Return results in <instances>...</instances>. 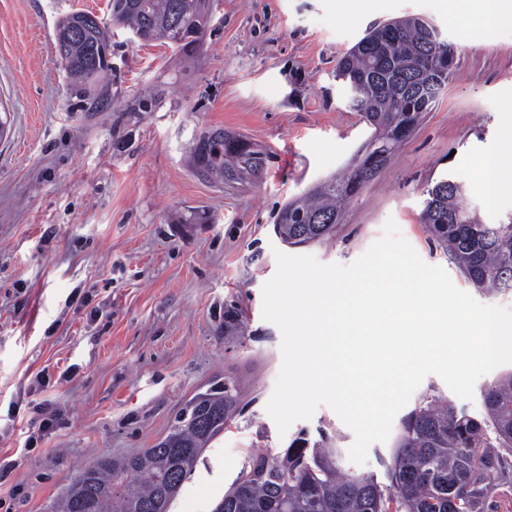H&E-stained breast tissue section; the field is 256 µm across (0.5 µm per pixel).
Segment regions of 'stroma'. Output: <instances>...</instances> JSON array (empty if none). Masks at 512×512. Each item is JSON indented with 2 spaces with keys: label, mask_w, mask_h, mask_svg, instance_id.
<instances>
[{
  "label": "stroma",
  "mask_w": 512,
  "mask_h": 512,
  "mask_svg": "<svg viewBox=\"0 0 512 512\" xmlns=\"http://www.w3.org/2000/svg\"><path fill=\"white\" fill-rule=\"evenodd\" d=\"M108 0H0V512H55L81 471L164 437L185 404L234 381L242 401L202 451L170 512H214L252 455L300 432L354 441L329 406L279 434L266 404L281 333L262 316L276 252L348 265L394 220L428 264L470 285L420 220L424 192L452 175L487 224L512 215V185L485 192L472 164L512 171V23L490 34L449 23L439 0H214L194 66L172 48L112 31V70L79 86L56 63L55 23L106 16ZM416 16L456 46L446 89L343 209L325 242L289 246L279 210L336 173L373 129L349 109L338 61L371 26ZM221 128L267 152L263 173L228 186L190 161ZM60 414L42 430L33 403Z\"/></svg>",
  "instance_id": "obj_1"
}]
</instances>
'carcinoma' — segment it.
I'll return each mask as SVG.
<instances>
[{"mask_svg": "<svg viewBox=\"0 0 512 512\" xmlns=\"http://www.w3.org/2000/svg\"><path fill=\"white\" fill-rule=\"evenodd\" d=\"M202 0H109L110 22L90 11L60 17L58 61L69 79L92 85L112 71L110 28L128 29L143 41L160 40L184 58L204 45L210 11ZM448 42L431 23L408 16L372 28L336 67L348 106L374 132L338 174L291 200L279 214L276 233L289 245L328 238L343 204L351 201L403 141L400 131L431 111L440 91L423 88L426 77L448 82ZM224 141L199 170L219 168L237 182L259 177L265 153L246 138L215 129ZM421 221L458 271L480 290L512 289V217L484 224L466 203L464 184L451 176L426 190ZM480 419L449 402L426 396L402 420L387 482L340 465L341 452L321 440H295L283 453L250 459L224 492L214 512H482L489 469L512 452V373L481 389ZM239 402L232 381L196 394L170 432L142 453L97 460L68 487L59 512H169L171 502L205 446L224 432Z\"/></svg>", "mask_w": 512, "mask_h": 512, "instance_id": "carcinoma-1", "label": "carcinoma"}]
</instances>
